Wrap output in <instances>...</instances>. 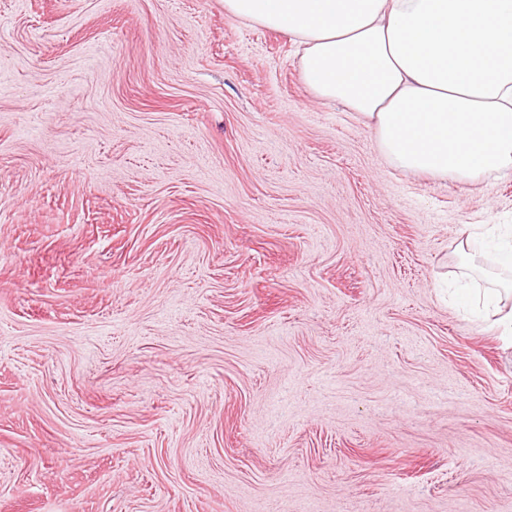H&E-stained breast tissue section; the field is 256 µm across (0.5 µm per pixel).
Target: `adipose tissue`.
Segmentation results:
<instances>
[{"label":"adipose tissue","instance_id":"1","mask_svg":"<svg viewBox=\"0 0 512 512\" xmlns=\"http://www.w3.org/2000/svg\"><path fill=\"white\" fill-rule=\"evenodd\" d=\"M287 34L304 83L374 128L396 168L479 183L512 171V0H224Z\"/></svg>","mask_w":512,"mask_h":512}]
</instances>
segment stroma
<instances>
[{
  "label": "stroma",
  "instance_id": "1",
  "mask_svg": "<svg viewBox=\"0 0 512 512\" xmlns=\"http://www.w3.org/2000/svg\"><path fill=\"white\" fill-rule=\"evenodd\" d=\"M512 173L392 167L224 0H0V512H512ZM486 232L496 234L501 240V248L499 249L501 267L512 270V227L507 224H483ZM509 226V227H507Z\"/></svg>",
  "mask_w": 512,
  "mask_h": 512
}]
</instances>
